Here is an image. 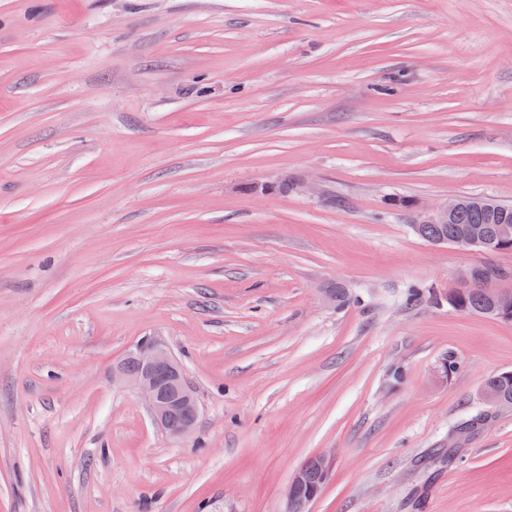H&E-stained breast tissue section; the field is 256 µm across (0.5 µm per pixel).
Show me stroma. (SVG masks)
Masks as SVG:
<instances>
[{"label": "stroma", "instance_id": "stroma-1", "mask_svg": "<svg viewBox=\"0 0 512 512\" xmlns=\"http://www.w3.org/2000/svg\"><path fill=\"white\" fill-rule=\"evenodd\" d=\"M460 196L512 204V0H0V512H283L322 453L313 512H512V320L447 299L512 252L411 230ZM134 368L125 363L117 366L115 381L134 386L149 407L155 422L172 438H182L192 432L199 413L193 386L186 380L181 365L164 345L155 340H143L127 355ZM179 413L183 424L169 430V420ZM510 372V376L504 373ZM495 394L500 400L512 403V372L503 371L490 376L485 383V389Z\"/></svg>", "mask_w": 512, "mask_h": 512}]
</instances>
